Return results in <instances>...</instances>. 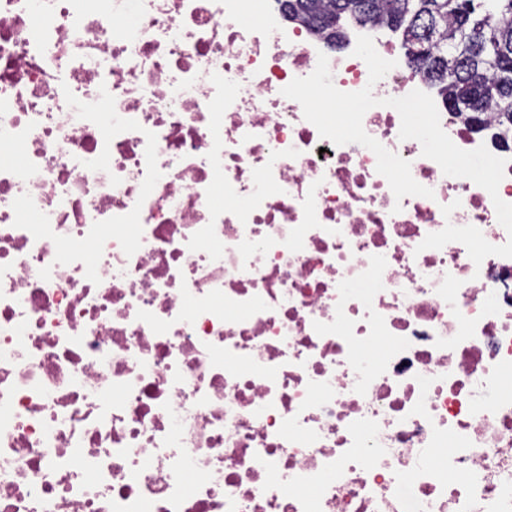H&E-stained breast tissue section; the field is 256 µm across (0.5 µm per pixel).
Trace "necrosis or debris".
Returning a JSON list of instances; mask_svg holds the SVG:
<instances>
[{
  "instance_id": "necrosis-or-debris-1",
  "label": "necrosis or debris",
  "mask_w": 512,
  "mask_h": 512,
  "mask_svg": "<svg viewBox=\"0 0 512 512\" xmlns=\"http://www.w3.org/2000/svg\"><path fill=\"white\" fill-rule=\"evenodd\" d=\"M322 55L432 197L283 96ZM415 90L379 23L0 0V512H512V258L420 247L512 237V148L436 99L505 161L494 197L444 175L385 104Z\"/></svg>"
}]
</instances>
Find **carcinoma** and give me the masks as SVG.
I'll use <instances>...</instances> for the list:
<instances>
[{
  "label": "carcinoma",
  "instance_id": "1",
  "mask_svg": "<svg viewBox=\"0 0 512 512\" xmlns=\"http://www.w3.org/2000/svg\"><path fill=\"white\" fill-rule=\"evenodd\" d=\"M288 20L342 43L346 29L380 20L402 46L424 53L431 86L445 101L476 99V131L512 141V0H277Z\"/></svg>",
  "mask_w": 512,
  "mask_h": 512
}]
</instances>
